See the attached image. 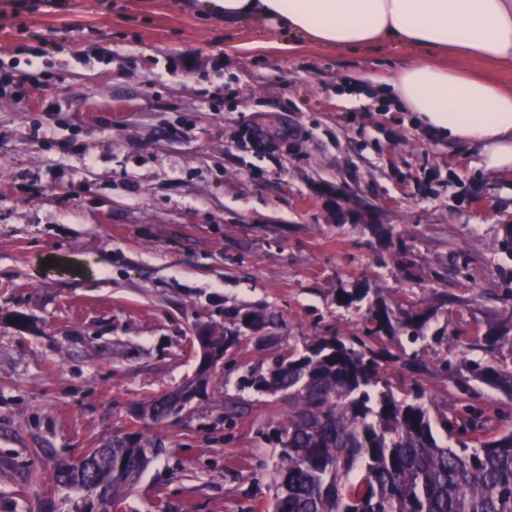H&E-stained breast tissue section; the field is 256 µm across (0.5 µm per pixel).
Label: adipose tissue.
<instances>
[{
    "label": "adipose tissue",
    "instance_id": "obj_1",
    "mask_svg": "<svg viewBox=\"0 0 512 512\" xmlns=\"http://www.w3.org/2000/svg\"><path fill=\"white\" fill-rule=\"evenodd\" d=\"M225 22L271 19L331 47L395 41L512 67V0H196ZM438 137L478 148L486 170L512 171V90L419 57L389 76L358 74Z\"/></svg>",
    "mask_w": 512,
    "mask_h": 512
}]
</instances>
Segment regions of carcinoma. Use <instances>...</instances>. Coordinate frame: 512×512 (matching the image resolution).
I'll use <instances>...</instances> for the list:
<instances>
[{"label":"carcinoma","mask_w":512,"mask_h":512,"mask_svg":"<svg viewBox=\"0 0 512 512\" xmlns=\"http://www.w3.org/2000/svg\"><path fill=\"white\" fill-rule=\"evenodd\" d=\"M367 291L339 288L343 307L359 306ZM427 313L393 312L376 302L363 327L348 336H315L301 350L279 349L267 368L245 386L280 395L288 413L272 429L278 449L272 470L276 492L269 512H512V426H489L463 406L453 414L433 404L432 391L413 378L396 396L382 376L392 359L384 338L425 339ZM265 316L248 312L223 334L209 336L235 348L242 329L255 331ZM488 359L462 358L457 386L486 385L512 400V305L497 330L484 337ZM508 347V354L501 352ZM180 390L143 403L139 414L159 425L179 416L188 398ZM135 444L115 436L93 449L101 454L94 480L111 492L103 512L119 507L161 451L155 440L133 433ZM53 480L84 493L86 474L61 464Z\"/></svg>","instance_id":"cac0c4a2"}]
</instances>
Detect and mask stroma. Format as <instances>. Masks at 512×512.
<instances>
[{"instance_id":"35a3bbf8","label":"stroma","mask_w":512,"mask_h":512,"mask_svg":"<svg viewBox=\"0 0 512 512\" xmlns=\"http://www.w3.org/2000/svg\"><path fill=\"white\" fill-rule=\"evenodd\" d=\"M0 0V45L26 27L70 49L0 53V76L56 75L50 108L0 97V512H36L60 461L137 426L197 368L200 326L274 317V348L346 336L363 317L336 290L429 311L426 341H389L383 374L418 356L456 408L458 337L495 330L512 297V174L348 91L413 49H335L271 20L233 24L191 0ZM379 208L383 229L337 224L319 194ZM267 353L242 340L206 393L146 427L162 454L120 512H265L284 406L241 390ZM239 413L225 422L224 407Z\"/></svg>"}]
</instances>
